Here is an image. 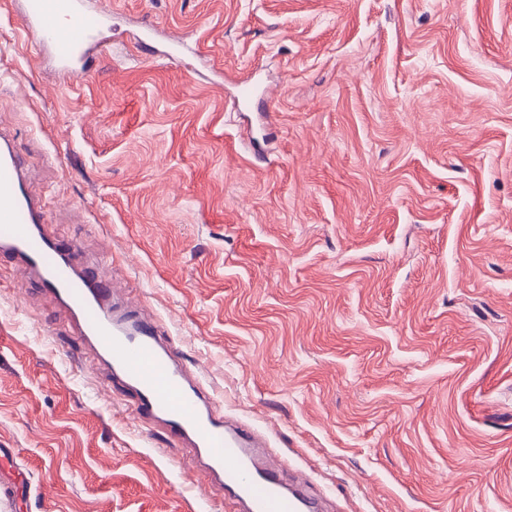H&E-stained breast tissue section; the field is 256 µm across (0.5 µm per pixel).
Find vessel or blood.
<instances>
[{
	"instance_id": "obj_1",
	"label": "vessel or blood",
	"mask_w": 512,
	"mask_h": 512,
	"mask_svg": "<svg viewBox=\"0 0 512 512\" xmlns=\"http://www.w3.org/2000/svg\"><path fill=\"white\" fill-rule=\"evenodd\" d=\"M20 17L59 75L70 79L88 71L112 12L91 10L88 0H22ZM23 166L13 143L0 137V256L22 270V288L36 287L65 307L79 341L110 364L133 416L193 448L208 480L243 512H322L303 481L288 483L263 463L255 431L229 424L217 395L190 379L160 321L117 303L100 265L80 262L76 243L46 233Z\"/></svg>"
}]
</instances>
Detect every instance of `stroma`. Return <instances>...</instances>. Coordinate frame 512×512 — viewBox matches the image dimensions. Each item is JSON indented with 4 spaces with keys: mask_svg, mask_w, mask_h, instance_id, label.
Wrapping results in <instances>:
<instances>
[{
    "mask_svg": "<svg viewBox=\"0 0 512 512\" xmlns=\"http://www.w3.org/2000/svg\"><path fill=\"white\" fill-rule=\"evenodd\" d=\"M61 79L0 0V131L327 512H512V0H105ZM265 88L274 137L239 84ZM0 261L17 512H235Z\"/></svg>",
    "mask_w": 512,
    "mask_h": 512,
    "instance_id": "35a3bbf8",
    "label": "stroma"
}]
</instances>
